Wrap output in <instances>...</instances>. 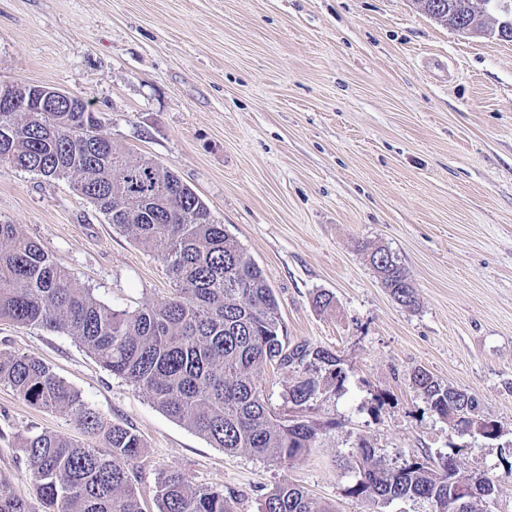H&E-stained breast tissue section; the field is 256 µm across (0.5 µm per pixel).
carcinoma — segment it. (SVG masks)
<instances>
[{
    "label": "carcinoma",
    "instance_id": "carcinoma-1",
    "mask_svg": "<svg viewBox=\"0 0 512 512\" xmlns=\"http://www.w3.org/2000/svg\"><path fill=\"white\" fill-rule=\"evenodd\" d=\"M425 7L441 11L450 27L482 12L475 0H428ZM0 165L70 180L115 228L161 255L174 284L165 300L132 311L106 304L18 225L0 224V320L74 338L215 448L281 462L311 448L318 428L269 410L259 388L263 371L275 366L296 374L283 396L299 410L342 388L346 372L327 348L286 343L262 269L192 188L150 157L130 159L97 113L67 112L63 105L57 112H0ZM371 262L397 302L415 304V289L390 251L374 249ZM411 380L455 431L500 434L474 393L446 386L424 368ZM0 385L108 448L102 453L50 430L21 436L32 492L17 496L0 480V512H143L130 473L144 448L138 434L105 420L41 360L1 352ZM497 491L498 475L462 477L450 454L435 466L415 454L393 465L365 444L348 487L349 495L377 503L427 500L434 512H478V501ZM233 498L235 492L196 485L178 470L163 469L155 481L158 512H233ZM260 512L332 509L285 480L264 495Z\"/></svg>",
    "mask_w": 512,
    "mask_h": 512
}]
</instances>
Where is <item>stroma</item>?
<instances>
[{
    "label": "stroma",
    "mask_w": 512,
    "mask_h": 512,
    "mask_svg": "<svg viewBox=\"0 0 512 512\" xmlns=\"http://www.w3.org/2000/svg\"><path fill=\"white\" fill-rule=\"evenodd\" d=\"M0 83L74 95L130 158L172 169L263 270L289 343L331 349L347 373L302 412L324 426L315 446L279 463L212 447L72 337L0 321V351L44 360L141 437L144 512L162 469L234 490L235 512H259L285 479L332 512H433L350 496L358 446L390 463L451 453L463 476L512 455V41L414 0H0ZM0 223L105 303L132 310L173 287L68 181L0 165ZM369 245L397 257L415 307L384 287ZM320 290L333 309L314 306ZM417 367L475 393L499 437L454 432L413 387ZM44 428L101 445L0 386L9 492L31 493L18 443Z\"/></svg>",
    "instance_id": "35a3bbf8"
}]
</instances>
